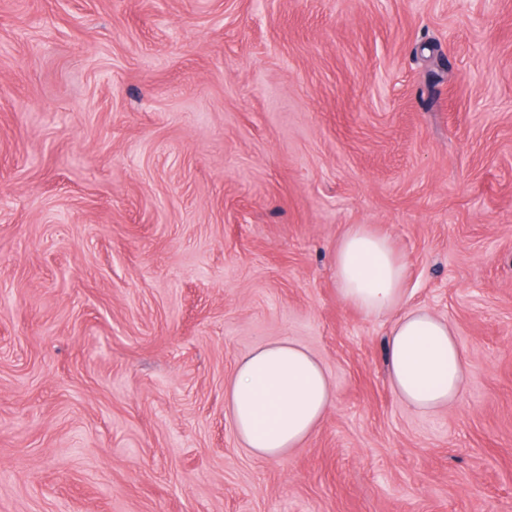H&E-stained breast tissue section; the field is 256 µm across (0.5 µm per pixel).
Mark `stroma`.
I'll list each match as a JSON object with an SVG mask.
<instances>
[{
	"mask_svg": "<svg viewBox=\"0 0 512 512\" xmlns=\"http://www.w3.org/2000/svg\"><path fill=\"white\" fill-rule=\"evenodd\" d=\"M354 224L466 359L430 414ZM293 340L334 404L254 457L224 388ZM0 512H512V0H0ZM335 268L346 304L368 316L397 312L387 339V370L398 398L418 413L451 406L465 381L463 352L447 321L407 305L406 267L390 240L354 224L336 245Z\"/></svg>",
	"mask_w": 512,
	"mask_h": 512,
	"instance_id": "stroma-1",
	"label": "stroma"
}]
</instances>
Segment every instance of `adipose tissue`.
<instances>
[{"label":"adipose tissue","instance_id":"1","mask_svg":"<svg viewBox=\"0 0 512 512\" xmlns=\"http://www.w3.org/2000/svg\"><path fill=\"white\" fill-rule=\"evenodd\" d=\"M341 299L368 316L394 313L387 339L392 390L419 413L452 405L465 381V359L452 327L424 308L409 306L406 267L390 240L366 225L351 226L336 245ZM237 435L262 459L301 447L334 400L322 364L302 345L263 344L238 364L226 389Z\"/></svg>","mask_w":512,"mask_h":512}]
</instances>
